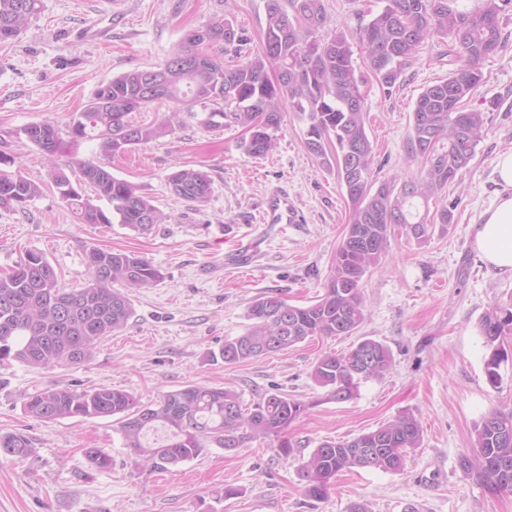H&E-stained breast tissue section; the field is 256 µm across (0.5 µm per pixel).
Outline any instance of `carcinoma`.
I'll return each instance as SVG.
<instances>
[{
	"label": "carcinoma",
	"mask_w": 512,
	"mask_h": 512,
	"mask_svg": "<svg viewBox=\"0 0 512 512\" xmlns=\"http://www.w3.org/2000/svg\"><path fill=\"white\" fill-rule=\"evenodd\" d=\"M453 2L387 0L356 34L336 29L320 42L316 31L326 21L323 0H267L265 39L253 57L238 60L246 38L231 21L217 17L206 25V43L223 44L224 53H234L233 59L226 61L183 43L164 64L170 92L156 101L183 102L189 112L195 104L210 102L215 108L204 127L236 126L248 134L263 131L259 144L247 142L249 154L264 156L273 149L272 131L279 128L288 104L307 123L308 150L322 165L336 168L341 188L352 180V162H357L361 175L357 193L347 195L349 224L324 293L307 306L290 305L278 295L255 298L248 312L249 329L225 340L220 349L225 364L250 362L315 336L352 335L364 320L363 278L379 262L396 228L420 241L434 224L451 223L450 209L436 210L430 220L419 216L418 203L427 207L447 194L474 156L485 115L464 109L463 102L482 79L480 63L501 44L500 12L512 0H474L470 10H460ZM40 10L41 0H0V44L18 39ZM433 36L448 39L449 62L455 67L448 77L424 88L415 101L406 151L422 162V168L414 177L377 184L372 180L374 155L365 127L363 80L356 74L351 41L361 44L375 77L391 86ZM152 72L135 69L101 85L73 120L68 141L49 122L29 125L34 134L28 141L49 155L84 139L99 140L102 159L79 164L78 184L63 172L53 177L62 200L84 224H123L144 234L168 219L138 186L114 177L107 165V160L137 145L166 137L179 123L177 109L158 123L132 119L133 113L152 104L142 100ZM426 142L435 145L430 155L423 152ZM169 184L176 196L198 206L211 194L209 177L193 168L174 172ZM87 185L106 206L92 203L85 195ZM41 193L39 183L0 169V209L23 211ZM87 267L90 280L104 276L96 288L62 287L51 263L35 251L26 252L8 274L0 275V361L41 368L88 361L98 343L125 328L132 316L130 299L113 284L151 288L161 278L147 258L110 249H90ZM480 328L491 349L486 375L496 388L500 365L508 360L497 341L512 331V311L503 317L485 315ZM391 363L389 349L366 338L346 353L323 355L312 377L330 388L331 399L342 402L354 396L361 382L382 377ZM304 409L303 403L284 393L266 394L245 408L236 390L203 384L167 392L147 406L128 391L106 387L80 392L45 387L23 402L25 414L43 421L116 418L125 447L153 471L190 461L209 448L234 450L261 439L278 441L274 452L291 455L293 444L280 435ZM421 442L419 422L400 415L353 439L323 441L301 466L300 480L309 497L323 500L340 472H397L408 451ZM32 452L28 437L0 434V454L23 458ZM84 455L93 469L112 467V456L103 448H87ZM459 466L490 491L512 484V409H495L475 425L472 453L461 456Z\"/></svg>",
	"instance_id": "1"
}]
</instances>
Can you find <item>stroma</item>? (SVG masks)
I'll list each match as a JSON object with an SVG mask.
<instances>
[{"label":"stroma","instance_id":"35a3bbf8","mask_svg":"<svg viewBox=\"0 0 512 512\" xmlns=\"http://www.w3.org/2000/svg\"><path fill=\"white\" fill-rule=\"evenodd\" d=\"M327 30L357 32L386 0H324ZM230 20L248 38L246 53L263 45L266 0H42L41 11L14 43L0 46V153L10 171L43 183L25 211L0 210V273L25 251L43 252L64 288L89 282L91 248L133 252L162 273L152 288L131 293L125 329L103 339L90 361L35 369L0 361V433H20L34 454L0 455V512H512V494L489 492L465 475L460 457L471 451L474 426L496 408H512V358L501 384L487 381L489 349L482 317L512 308V272L489 267L471 226L495 197V162L512 150V4L500 17L502 43L480 64L482 81L465 100L484 112L486 131L468 167L443 200L453 219L434 225L425 240L400 233L363 278L365 319L351 336L318 337L259 360L224 364L225 340L244 334L253 299L275 294L306 306L324 292L349 218L335 170L306 147V124L284 110L268 154H248L241 128L207 129L202 106L181 112L163 139L115 157L114 177L135 183L169 221L139 234L121 224H84L51 183L54 170L78 179L81 161L99 143L43 155L22 133L47 121L67 136L74 117L97 88L133 69L163 64L185 34L214 18ZM365 75L366 129L377 180L420 169L405 145L414 103L423 89L447 77L448 42L433 38L402 70L393 87ZM194 168L211 180L208 201L194 207L171 191L168 177ZM286 190L302 221L265 224L260 215L273 189ZM364 338L388 347L389 371L362 382L347 401L329 399L311 377L318 357L342 353ZM192 383L235 389L244 405L269 392L305 402L306 412L283 433L296 451L279 456L253 441L228 451L153 471L124 445L111 417L41 421L22 408L28 394L50 385L78 391L111 387L148 404ZM402 414L423 430L398 472L356 468L341 472L324 500L305 495L301 465L325 440H347ZM103 448L112 467L95 471L83 451ZM239 488L225 498V485Z\"/></svg>","mask_w":512,"mask_h":512}]
</instances>
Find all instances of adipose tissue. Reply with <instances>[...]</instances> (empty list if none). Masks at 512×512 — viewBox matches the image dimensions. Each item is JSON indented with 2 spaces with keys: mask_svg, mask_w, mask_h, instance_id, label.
Here are the masks:
<instances>
[{
  "mask_svg": "<svg viewBox=\"0 0 512 512\" xmlns=\"http://www.w3.org/2000/svg\"><path fill=\"white\" fill-rule=\"evenodd\" d=\"M495 173L502 190L475 222L474 238L490 266L512 272V151L499 155Z\"/></svg>",
  "mask_w": 512,
  "mask_h": 512,
  "instance_id": "ef3b65f1",
  "label": "adipose tissue"
}]
</instances>
